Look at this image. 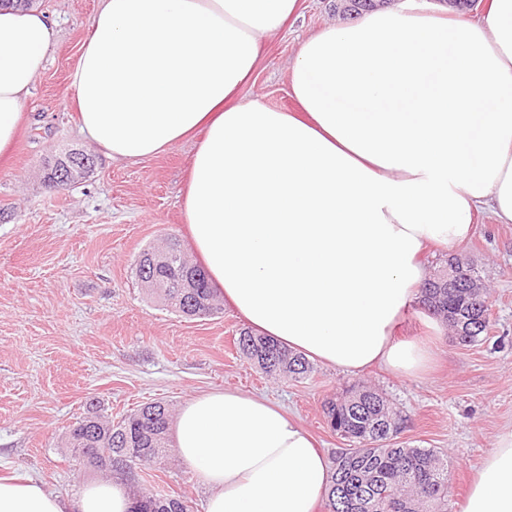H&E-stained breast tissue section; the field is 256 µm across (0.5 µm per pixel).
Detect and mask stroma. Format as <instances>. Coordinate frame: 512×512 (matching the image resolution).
<instances>
[{"label":"stroma","mask_w":512,"mask_h":512,"mask_svg":"<svg viewBox=\"0 0 512 512\" xmlns=\"http://www.w3.org/2000/svg\"><path fill=\"white\" fill-rule=\"evenodd\" d=\"M98 5L37 0L36 9L52 23V48L26 100L13 156L0 163V476H30L77 495L102 478L63 446L88 411L117 420L149 402L176 409L190 396L224 388L283 405L332 457L346 442L329 428L324 403L360 382L385 393L400 413V441L447 455L448 512H461L473 471L512 433V224L481 211L467 242L433 246L425 256L431 274L453 255L481 272L490 309L483 341L458 344L444 323L415 304L401 333L434 337L426 374L354 375L317 363L298 381L267 375L236 348L246 323L230 307L189 318L147 297L135 278L140 252L165 236L191 249L180 206L190 147L115 162L79 133L69 81ZM350 21L336 0H300L297 17L265 39L241 99L295 109L289 74L301 43ZM63 149L95 152L97 164L86 179L52 190L42 181L43 162ZM136 478L185 500L190 512H204L207 490L176 455L138 468Z\"/></svg>","instance_id":"stroma-1"}]
</instances>
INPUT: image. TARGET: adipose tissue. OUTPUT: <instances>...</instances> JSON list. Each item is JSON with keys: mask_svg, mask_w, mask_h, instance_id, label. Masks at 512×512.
<instances>
[{"mask_svg": "<svg viewBox=\"0 0 512 512\" xmlns=\"http://www.w3.org/2000/svg\"><path fill=\"white\" fill-rule=\"evenodd\" d=\"M299 0H100L70 76L82 135L115 160L192 146L181 212L225 304L260 335L343 373H425L429 342L397 330L429 245L474 212L512 223V0L479 20L403 5L306 38L299 109L243 102L264 39ZM44 13L0 9V159L46 68ZM175 452L204 512H316L332 463L282 407L236 389L187 399ZM125 484L75 496L0 477V512H130ZM462 512H512V434L475 472Z\"/></svg>", "mask_w": 512, "mask_h": 512, "instance_id": "adipose-tissue-1", "label": "adipose tissue"}]
</instances>
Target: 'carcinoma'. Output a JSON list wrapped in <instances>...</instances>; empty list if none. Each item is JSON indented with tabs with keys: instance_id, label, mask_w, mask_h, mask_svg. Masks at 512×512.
Masks as SVG:
<instances>
[{
	"instance_id": "cac0c4a2",
	"label": "carcinoma",
	"mask_w": 512,
	"mask_h": 512,
	"mask_svg": "<svg viewBox=\"0 0 512 512\" xmlns=\"http://www.w3.org/2000/svg\"><path fill=\"white\" fill-rule=\"evenodd\" d=\"M162 250L168 265L151 266L157 251L144 249L135 274L142 287L173 312L206 316L217 310L205 270L191 263L179 244L168 240ZM475 281L482 282L481 276ZM473 281V282H475ZM462 280L448 287V273L429 277L419 289L418 303L443 319L455 340L469 346L488 332L489 319L471 314L474 303L487 305L486 292ZM238 351L266 374L299 380L311 366L302 355L271 339L243 329L236 339ZM333 432L353 443L333 459L325 512H448V459L431 448H404L391 444L401 429V416L385 395L355 383L345 393L324 403ZM171 423L169 405L162 401L143 405L118 421L97 411L73 424L65 445L75 460L108 475L121 470L161 464ZM386 429L378 431L377 424ZM134 512H187L185 501L161 498L152 490L133 492Z\"/></svg>"
}]
</instances>
